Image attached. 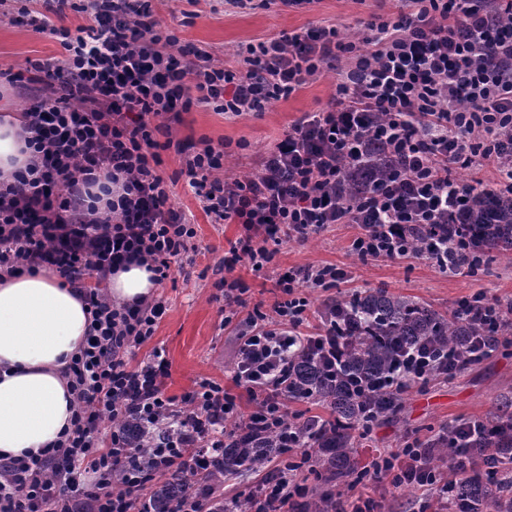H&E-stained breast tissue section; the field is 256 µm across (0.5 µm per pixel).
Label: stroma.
Listing matches in <instances>:
<instances>
[{
  "mask_svg": "<svg viewBox=\"0 0 512 512\" xmlns=\"http://www.w3.org/2000/svg\"><path fill=\"white\" fill-rule=\"evenodd\" d=\"M154 16L162 27L181 41L208 51L217 62L236 64V50L281 32L300 31L315 24L334 25L348 35L363 31L366 22L396 17L398 0H315L314 4L292 9L280 0H255L241 9L224 0H153ZM62 49L48 34H36L0 9V68H19L29 59H57ZM347 60L310 78L288 98L272 102L265 112L247 113L228 119L204 105L181 113L172 126L174 139L195 144L244 142L224 164V174L234 178L248 172L259 156L282 138L288 128L305 114L322 108L336 94L338 73ZM162 173L169 183L171 204L181 210L197 229L198 253L186 272H174L157 288L168 303L153 337L140 356L162 350L170 364L165 393L182 396L210 379L231 384L239 347L241 318L225 322L215 301V270L230 241L242 232L238 224L210 223L201 206L180 176L181 161L174 151L162 154ZM355 233L350 224H334L305 241L283 243L273 262L262 272L237 266L234 275L248 287V305L271 308L280 292L275 286L278 272L291 267L331 263L343 267L347 281L336 286V294L348 295L367 288H384L410 295L442 312H452L457 303L476 290L488 297L512 300V258H496L474 276H448L423 260L359 261L349 255L347 245ZM512 392V357L493 351L480 363L447 380L414 383L403 395L402 407L393 417L374 426L370 441L359 457L368 460L376 450L398 449L405 442L427 440L440 426L473 417H485L497 395Z\"/></svg>",
  "mask_w": 512,
  "mask_h": 512,
  "instance_id": "1",
  "label": "stroma"
}]
</instances>
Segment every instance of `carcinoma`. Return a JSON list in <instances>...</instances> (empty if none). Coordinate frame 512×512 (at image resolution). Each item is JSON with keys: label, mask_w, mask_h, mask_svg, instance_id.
Here are the masks:
<instances>
[{"label": "carcinoma", "mask_w": 512, "mask_h": 512, "mask_svg": "<svg viewBox=\"0 0 512 512\" xmlns=\"http://www.w3.org/2000/svg\"><path fill=\"white\" fill-rule=\"evenodd\" d=\"M391 165L384 148L372 143L367 158L349 171L350 190L370 183ZM448 221L459 225L466 241L479 246L483 263L495 253L512 250V195L505 192L478 191L469 210ZM336 306L352 311L354 318L348 332L349 343L342 369L328 374L312 354L301 350L295 354L288 375V400L307 401L329 411L330 417L292 416L301 448L316 449L314 478L326 490L304 504L306 512H323L329 508L331 487L362 470L357 449L368 439V428L396 414L402 406V391L388 386L369 393L352 390L349 382L362 378L373 382L388 372L396 354L405 347L435 343L455 350L466 359L470 339L481 335L480 327L465 316L442 313L409 296L386 289H369L349 297L337 298ZM134 450L141 452L148 436L133 417L123 421ZM478 434L465 443L469 429L456 434L446 429L425 442L432 449L433 460L448 464L461 463L454 473L455 495L466 512H512V486L506 477L512 468V394L497 397L493 414L477 424ZM456 440L469 447L464 456L455 455L449 442ZM285 455L276 437L269 434L247 441L242 430L234 427L224 441V461L205 474L193 472L178 478H163L149 487L153 512H170L175 501L186 496L198 483L212 491L214 512H224L221 490L224 479L243 477L274 457Z\"/></svg>", "instance_id": "cac0c4a2"}]
</instances>
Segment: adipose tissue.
<instances>
[{
  "mask_svg": "<svg viewBox=\"0 0 512 512\" xmlns=\"http://www.w3.org/2000/svg\"><path fill=\"white\" fill-rule=\"evenodd\" d=\"M19 123L0 114V177L28 159ZM114 301L152 297L156 285L136 264L108 278ZM90 329L74 288L48 269L0 277V457L52 447L71 424L73 396L66 370Z\"/></svg>",
  "mask_w": 512,
  "mask_h": 512,
  "instance_id": "obj_1",
  "label": "adipose tissue"
}]
</instances>
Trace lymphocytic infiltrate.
<instances>
[{"label":"lymphocytic infiltrate","mask_w":512,"mask_h":512,"mask_svg":"<svg viewBox=\"0 0 512 512\" xmlns=\"http://www.w3.org/2000/svg\"><path fill=\"white\" fill-rule=\"evenodd\" d=\"M34 2L23 11L27 27L54 36L64 55L0 71L11 88L39 87L21 114L30 158L0 181V273L51 267L80 287L92 322L68 367L71 426L53 448L0 458V512H152L151 479L209 471L223 456L227 420L244 418L246 431L293 447L282 385L296 348L313 346L330 373L346 352L335 302L324 306L317 333L300 332L308 319L301 287H336L345 270L291 267L278 277L282 297L270 312L253 309L244 321L233 388L205 379L182 398L166 395L161 351L136 358L166 312L163 299L119 304L106 287L134 260L158 283L194 262L197 231L169 202L163 152L179 155L212 223L242 227L216 283L229 317L246 305L237 265L263 270L276 246L332 224L358 226L350 253L360 261L424 258L455 272L462 261L448 216L468 208L471 190L455 181L454 165H493L490 190H512V0H402L396 20L369 24L363 35L333 25L284 31L237 51L234 68L158 28L152 0H87L90 22L74 29L52 22L72 0ZM343 57L349 66L326 107L291 125L242 176L224 175L226 143L172 137V122L193 105L230 117L262 112ZM371 141L394 167L382 185L342 199L340 184ZM476 305L489 330L480 360L512 322V303L479 290L457 311ZM131 414L152 434L140 456L119 425ZM366 474L422 488L439 512H463L452 502L453 479L419 444L379 453ZM256 487L224 512H301L308 493L276 462Z\"/></svg>","instance_id":"obj_1"}]
</instances>
